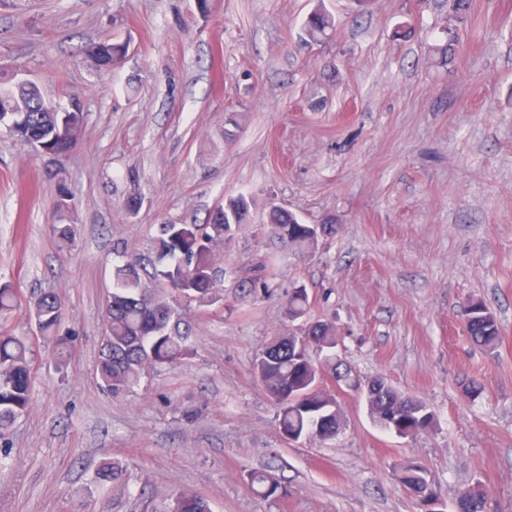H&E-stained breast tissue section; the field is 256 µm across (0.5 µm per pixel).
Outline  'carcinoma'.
<instances>
[{
    "instance_id": "obj_1",
    "label": "carcinoma",
    "mask_w": 512,
    "mask_h": 512,
    "mask_svg": "<svg viewBox=\"0 0 512 512\" xmlns=\"http://www.w3.org/2000/svg\"><path fill=\"white\" fill-rule=\"evenodd\" d=\"M446 43L436 47L439 63L457 42V27L470 10V0H451ZM335 20L323 4L309 14L304 33L312 42L329 38ZM129 45L103 39L90 52L98 65L110 69L126 57ZM0 127L22 130V138L40 144L64 156L78 147L83 118L74 112L49 107L38 86L32 82H10L0 73ZM249 202L242 196L231 197L216 208L207 224H165L156 239L154 256L130 258L112 270V289L104 307V336L100 360V377L106 390L114 396L128 394L139 385L150 368L170 365L193 354L189 344L190 326L178 311L171 308L151 284L165 281L180 296L208 302L216 294V255L214 244L235 235L247 223ZM268 223L289 247L304 252L317 246L319 239L336 232V221L324 218L319 224H307L294 213L273 209ZM288 319L300 320L298 332L275 337L259 353L254 368L257 377L274 401L280 434L298 442L315 437L332 440L343 424L340 404L334 394L322 387L323 364L336 365L338 338L333 326L309 317L311 301L307 289L291 288L285 292ZM21 306L17 289L0 283V321L8 320ZM41 337L54 344L62 355L70 340L59 334L63 317L62 301L54 290L43 291L29 301ZM465 328L481 349L492 354L501 340L497 314L484 301L469 299L462 306ZM33 349L28 341L7 331H0V440L10 426L26 412L32 392ZM364 392L368 414L382 430L400 438H413L432 428L435 416L426 402L405 396L381 380L369 382ZM256 492L269 499L281 496V482L266 471L249 475ZM396 480L410 494L419 496L427 490L437 491L425 467L409 462L396 472ZM459 512H484V495L479 488L467 489L457 498ZM167 512H211L201 497L179 493Z\"/></svg>"
}]
</instances>
